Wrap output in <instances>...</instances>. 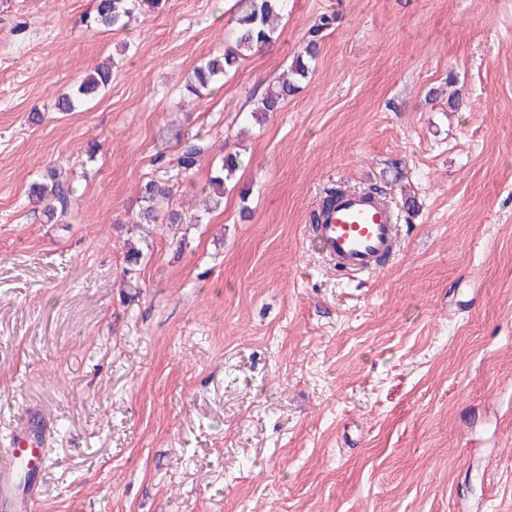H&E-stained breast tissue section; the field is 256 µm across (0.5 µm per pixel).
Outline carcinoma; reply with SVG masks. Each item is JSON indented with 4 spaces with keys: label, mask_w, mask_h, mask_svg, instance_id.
<instances>
[{
    "label": "carcinoma",
    "mask_w": 512,
    "mask_h": 512,
    "mask_svg": "<svg viewBox=\"0 0 512 512\" xmlns=\"http://www.w3.org/2000/svg\"><path fill=\"white\" fill-rule=\"evenodd\" d=\"M162 0H96L95 14L91 24L122 30L126 28L136 14L144 8L155 9ZM287 0H236V28L233 43L210 56L197 66L187 82V90L200 95L224 80V76L237 68L245 57L254 53L276 34L273 22L284 12ZM335 23V17L323 15L309 30V38L304 47L296 51L288 69V75L268 84L262 91L255 92L249 98V113L260 121L282 105L298 89V80L309 74L311 63L318 53L322 34ZM111 81V71L101 66L93 73L81 78L69 93L58 97L55 109L60 112H73L84 99L97 94ZM172 137L179 149L172 156L164 151L157 152L152 159L155 177L147 181L140 191L143 206L140 220L147 223L166 221L170 224L182 223V216L176 211L165 214L160 212V204L170 194L167 181L182 175L193 174L211 151L212 145L199 134L174 130ZM241 166V155L226 154L221 165L211 174L208 188L212 193L213 205L218 206L224 198V189ZM30 194L39 201H48L43 210L47 221H59L71 205L69 182L59 178L56 170H50L41 182L31 185Z\"/></svg>",
    "instance_id": "cac0c4a2"
}]
</instances>
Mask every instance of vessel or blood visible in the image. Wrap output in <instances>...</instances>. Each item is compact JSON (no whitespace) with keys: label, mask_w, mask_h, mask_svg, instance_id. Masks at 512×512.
Wrapping results in <instances>:
<instances>
[{"label":"vessel or blood","mask_w":512,"mask_h":512,"mask_svg":"<svg viewBox=\"0 0 512 512\" xmlns=\"http://www.w3.org/2000/svg\"><path fill=\"white\" fill-rule=\"evenodd\" d=\"M312 230L325 257L340 273L377 271L399 244V226L391 207L363 191H347L335 198ZM41 439V432L31 429L12 447L0 450V512H35V494L17 495L14 478L22 467L31 475L40 473Z\"/></svg>","instance_id":"b4317fda"}]
</instances>
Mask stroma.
<instances>
[{
    "mask_svg": "<svg viewBox=\"0 0 512 512\" xmlns=\"http://www.w3.org/2000/svg\"><path fill=\"white\" fill-rule=\"evenodd\" d=\"M233 3L105 31L95 0H0V448L38 421L36 512H512V0H288L190 95ZM324 14L299 91L255 121L249 93ZM108 58V88L56 111ZM450 86L456 111L427 97ZM171 127L211 153L170 183L187 223L142 224ZM228 149L240 170L190 223ZM51 168L72 186L55 224L28 197ZM334 184L398 216L372 275L308 237Z\"/></svg>",
    "mask_w": 512,
    "mask_h": 512,
    "instance_id": "35a3bbf8",
    "label": "stroma"
}]
</instances>
